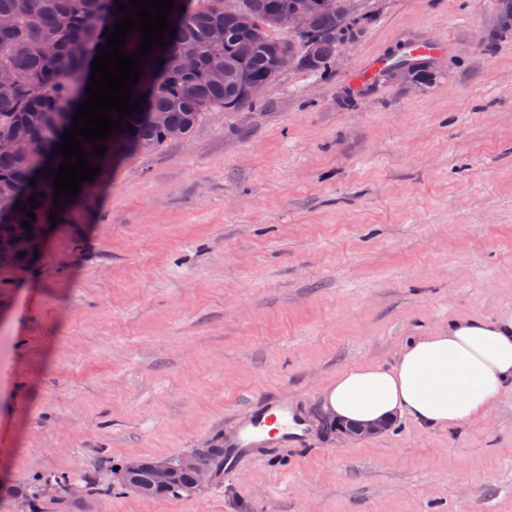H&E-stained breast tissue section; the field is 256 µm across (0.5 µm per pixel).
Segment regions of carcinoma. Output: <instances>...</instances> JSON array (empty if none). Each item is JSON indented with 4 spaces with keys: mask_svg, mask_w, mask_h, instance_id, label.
Masks as SVG:
<instances>
[{
    "mask_svg": "<svg viewBox=\"0 0 512 512\" xmlns=\"http://www.w3.org/2000/svg\"><path fill=\"white\" fill-rule=\"evenodd\" d=\"M314 0H174L184 7L168 16L175 35L165 36L168 45L153 49L145 58L140 81L133 96L143 95L144 111L121 120L123 128L103 141L107 152L93 155V145L83 142L90 153L89 164L104 174L112 162L130 151L151 150L169 141L183 140L211 112L237 109L249 103L243 96V82H224V67L240 71L248 80H262L274 68L279 49L289 44L297 57L295 66L316 76L328 71L343 46L358 35L352 0H336V12L312 11ZM114 0H0V17L10 24L0 27V71L9 79L0 83V237L28 233L22 227L26 213L15 209L18 202L30 206L37 197L31 226L43 224L53 212L59 217L81 199L56 207L53 177L63 156L46 162L60 136L70 124L66 112L76 111L85 100L97 48L107 44L105 30H114L122 14L115 13ZM286 11L303 12L307 21L298 32L279 36L278 16ZM215 28L224 29V42L211 39ZM196 61L193 70L182 66L186 57ZM165 116V123L157 115ZM200 465L212 474V481L224 478V449L207 448ZM88 486L96 480L83 475L73 478L55 475L60 494L69 492L75 480ZM147 474L128 479L149 497L180 496L191 475L165 488L144 490Z\"/></svg>",
    "mask_w": 512,
    "mask_h": 512,
    "instance_id": "obj_1",
    "label": "carcinoma"
}]
</instances>
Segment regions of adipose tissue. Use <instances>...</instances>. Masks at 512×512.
Instances as JSON below:
<instances>
[{
	"label": "adipose tissue",
	"mask_w": 512,
	"mask_h": 512,
	"mask_svg": "<svg viewBox=\"0 0 512 512\" xmlns=\"http://www.w3.org/2000/svg\"><path fill=\"white\" fill-rule=\"evenodd\" d=\"M512 388V311L453 318L434 336L411 339L392 365L341 374L324 397L345 424L400 416L425 428L459 427L485 414Z\"/></svg>",
	"instance_id": "obj_1"
}]
</instances>
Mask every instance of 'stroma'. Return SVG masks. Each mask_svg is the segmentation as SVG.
I'll use <instances>...</instances> for the list:
<instances>
[{
    "instance_id": "1",
    "label": "stroma",
    "mask_w": 512,
    "mask_h": 512,
    "mask_svg": "<svg viewBox=\"0 0 512 512\" xmlns=\"http://www.w3.org/2000/svg\"><path fill=\"white\" fill-rule=\"evenodd\" d=\"M320 78L292 67L188 140L111 167L41 256L0 266V512L65 473L223 448L189 497L75 486L39 512H512V389L468 425L324 419L336 378L512 309L504 0H361ZM427 46L428 81L380 76ZM287 402L295 437L243 447Z\"/></svg>"
}]
</instances>
